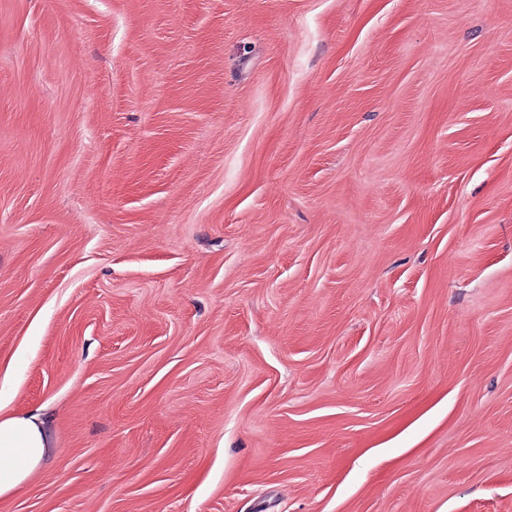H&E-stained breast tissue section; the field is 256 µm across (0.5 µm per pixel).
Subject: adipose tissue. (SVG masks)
Returning a JSON list of instances; mask_svg holds the SVG:
<instances>
[{
	"mask_svg": "<svg viewBox=\"0 0 512 512\" xmlns=\"http://www.w3.org/2000/svg\"><path fill=\"white\" fill-rule=\"evenodd\" d=\"M52 446L50 430L41 415L0 414V496L24 484Z\"/></svg>",
	"mask_w": 512,
	"mask_h": 512,
	"instance_id": "ef3b65f1",
	"label": "adipose tissue"
}]
</instances>
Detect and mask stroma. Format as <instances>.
<instances>
[{
	"label": "stroma",
	"mask_w": 512,
	"mask_h": 512,
	"mask_svg": "<svg viewBox=\"0 0 512 512\" xmlns=\"http://www.w3.org/2000/svg\"><path fill=\"white\" fill-rule=\"evenodd\" d=\"M0 512H512V0H0ZM51 448L52 436L41 415L0 414V496L24 484Z\"/></svg>",
	"instance_id": "stroma-1"
}]
</instances>
